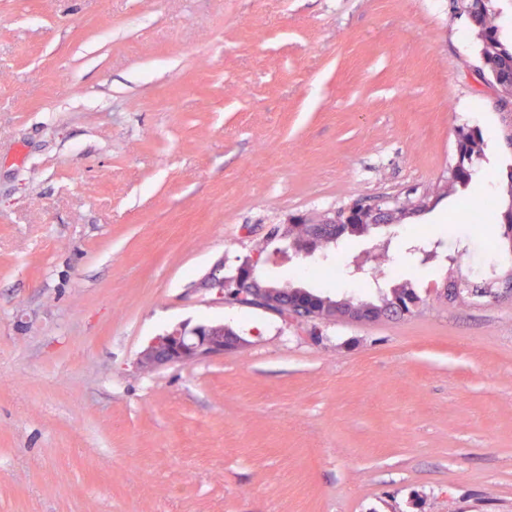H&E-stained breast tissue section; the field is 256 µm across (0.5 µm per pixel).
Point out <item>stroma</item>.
<instances>
[{
    "mask_svg": "<svg viewBox=\"0 0 512 512\" xmlns=\"http://www.w3.org/2000/svg\"><path fill=\"white\" fill-rule=\"evenodd\" d=\"M452 0H0V512H512V299L496 283L512 149ZM397 228L379 282L276 251L259 271L418 313L297 326L212 302L269 225L443 182ZM441 241L420 264L409 231ZM224 358L153 372L180 325ZM485 140L481 131L477 128L462 127L456 133V160L449 170L448 179L436 197L439 202L443 197L456 194L470 184L475 164L485 154ZM224 331L238 333L230 327L196 325L179 326L154 337L140 352L138 364L146 370L171 365H192L202 361L224 358V354L238 351L246 341L239 336H224Z\"/></svg>",
    "mask_w": 512,
    "mask_h": 512,
    "instance_id": "35a3bbf8",
    "label": "stroma"
}]
</instances>
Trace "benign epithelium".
Instances as JSON below:
<instances>
[{
  "mask_svg": "<svg viewBox=\"0 0 512 512\" xmlns=\"http://www.w3.org/2000/svg\"><path fill=\"white\" fill-rule=\"evenodd\" d=\"M431 192L424 193L415 200V205L400 203L397 196H388L381 200L371 201V207L361 209L355 202H350L339 209H330L327 216L332 224L368 222L377 228L389 227L396 221L387 219V215L395 210L407 216L420 208L430 207ZM287 224H273L262 241L258 242L250 253L248 262L238 270L234 277L224 278V267L219 265L211 269L203 278L201 287L212 294V300L218 304H237L245 299L261 301L258 297L257 268L267 261V248L273 241L288 240ZM265 312L278 317L282 321L297 324H327L342 321L365 324L363 316L354 312L336 317L309 312L305 306L291 307L278 302L265 303ZM246 341L239 336L224 335V325H196L191 328L179 326L169 332L154 337L140 352L138 364L146 370H156L171 365H192L202 361L222 358L224 355L241 349Z\"/></svg>",
  "mask_w": 512,
  "mask_h": 512,
  "instance_id": "obj_1",
  "label": "benign epithelium"
}]
</instances>
